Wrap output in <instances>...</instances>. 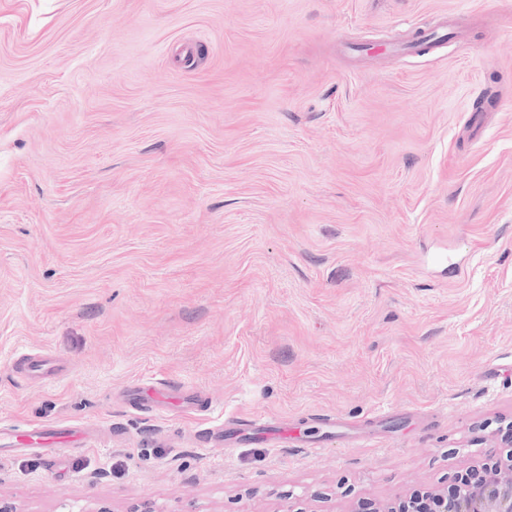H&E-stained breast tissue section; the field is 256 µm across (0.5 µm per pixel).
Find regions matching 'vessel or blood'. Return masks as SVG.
Listing matches in <instances>:
<instances>
[{
	"label": "vessel or blood",
	"instance_id": "obj_1",
	"mask_svg": "<svg viewBox=\"0 0 512 512\" xmlns=\"http://www.w3.org/2000/svg\"><path fill=\"white\" fill-rule=\"evenodd\" d=\"M133 400L136 403L162 410L169 405H193L195 396L175 386L161 387L147 382L135 386ZM234 438L261 436L274 442L287 441L286 433L274 430L264 421L252 419L240 424L232 431ZM94 437L81 424H40L26 430H17L5 425L0 426V453L14 454L26 449L46 448L57 453L72 446H89Z\"/></svg>",
	"mask_w": 512,
	"mask_h": 512
}]
</instances>
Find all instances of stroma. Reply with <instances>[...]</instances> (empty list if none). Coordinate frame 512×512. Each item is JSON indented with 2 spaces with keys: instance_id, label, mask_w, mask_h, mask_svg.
<instances>
[{
  "instance_id": "obj_1",
  "label": "stroma",
  "mask_w": 512,
  "mask_h": 512,
  "mask_svg": "<svg viewBox=\"0 0 512 512\" xmlns=\"http://www.w3.org/2000/svg\"><path fill=\"white\" fill-rule=\"evenodd\" d=\"M256 415L287 442L199 445ZM502 417L512 0H0V422L96 438L0 457L1 497L352 512ZM161 386L159 387L152 382L136 385L132 394L134 402L149 406L154 410H164L170 404H185L187 407H191L194 404V394L185 392L173 385L168 387Z\"/></svg>"
}]
</instances>
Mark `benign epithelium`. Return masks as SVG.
Returning a JSON list of instances; mask_svg holds the SVG:
<instances>
[{"mask_svg":"<svg viewBox=\"0 0 512 512\" xmlns=\"http://www.w3.org/2000/svg\"><path fill=\"white\" fill-rule=\"evenodd\" d=\"M502 449L456 473L448 488L426 487L421 495L375 503L356 512H512V421Z\"/></svg>","mask_w":512,"mask_h":512,"instance_id":"7a95c632","label":"benign epithelium"}]
</instances>
